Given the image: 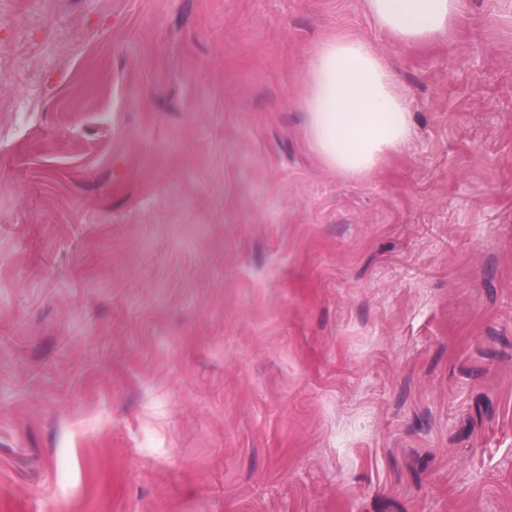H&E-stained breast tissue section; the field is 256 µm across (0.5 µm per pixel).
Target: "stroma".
<instances>
[{"label":"stroma","instance_id":"obj_1","mask_svg":"<svg viewBox=\"0 0 512 512\" xmlns=\"http://www.w3.org/2000/svg\"><path fill=\"white\" fill-rule=\"evenodd\" d=\"M0 0V512H512V0ZM336 32L408 144L348 179ZM375 26L392 43L412 45L451 32L466 0H365ZM300 107L311 148L344 176L372 175L412 134L407 91L382 51L352 34L311 51Z\"/></svg>","mask_w":512,"mask_h":512}]
</instances>
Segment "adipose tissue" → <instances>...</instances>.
<instances>
[{
    "label": "adipose tissue",
    "instance_id": "obj_1",
    "mask_svg": "<svg viewBox=\"0 0 512 512\" xmlns=\"http://www.w3.org/2000/svg\"><path fill=\"white\" fill-rule=\"evenodd\" d=\"M467 0H366L392 43L412 45L452 31ZM304 135L337 174L367 177L412 134L410 101L382 51L370 40L335 34L309 55L300 99Z\"/></svg>",
    "mask_w": 512,
    "mask_h": 512
}]
</instances>
